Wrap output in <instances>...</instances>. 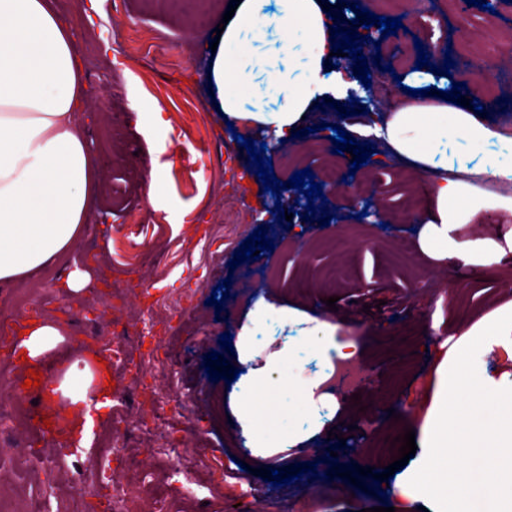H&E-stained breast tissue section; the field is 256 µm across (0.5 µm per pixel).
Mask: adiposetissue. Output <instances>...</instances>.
Masks as SVG:
<instances>
[{"label": "adipose tissue", "mask_w": 512, "mask_h": 512, "mask_svg": "<svg viewBox=\"0 0 512 512\" xmlns=\"http://www.w3.org/2000/svg\"><path fill=\"white\" fill-rule=\"evenodd\" d=\"M274 11H267V3ZM335 0H241L209 55V78L224 118L236 125L267 128L291 137L320 100L346 98L354 84L329 68L340 15ZM407 87L424 97L363 126V135L414 173L426 177L425 209L415 214L418 247L430 258L480 269L512 258V195L485 188L482 176L512 184V135L486 113L447 95L451 81L429 68L408 71ZM89 99L68 21L51 0H0V285L23 281L66 254L87 227L95 204L98 163L89 131L79 117ZM488 215L502 224L478 236L465 228ZM302 325L263 353L258 336ZM18 348L28 366L65 344L51 319L28 325ZM336 324L261 293L251 303L235 343L238 381L228 402L239 436L258 463L321 432L322 408L336 397L325 391L337 361L358 353L352 338H339ZM501 348L512 358V304L481 316L464 330L436 370L431 404L419 423L417 450L407 480L415 500L430 512H496L499 486L486 483L487 469L512 468V379L487 374L475 347ZM321 364L319 374L285 386L284 375L300 370L304 354ZM478 386L464 411L448 406L446 388L459 380ZM107 386L90 366L69 367L53 389L64 401L81 437H89L91 409L111 407ZM468 431L464 444L475 466L449 470V442Z\"/></svg>", "instance_id": "adipose-tissue-1"}]
</instances>
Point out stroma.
<instances>
[{"label": "stroma", "instance_id": "1", "mask_svg": "<svg viewBox=\"0 0 512 512\" xmlns=\"http://www.w3.org/2000/svg\"><path fill=\"white\" fill-rule=\"evenodd\" d=\"M225 0H208L206 22L194 27L179 15H160L150 0H103L102 17L95 27L83 20V0H70L67 17L82 60L84 74L94 87L86 120L91 147L99 160L101 181L89 227L67 258L38 271L16 287H0V403L10 400L7 386L21 371L13 358L15 334L24 324L51 317L67 331L49 376H57L76 361V349L98 352L121 338L126 360L112 363L115 391L125 393L131 420L117 424L104 412L94 429L92 447L61 460L54 473L28 470L11 462L16 444L0 436V502L9 512H29L40 503L43 512H96L106 494L103 485L87 486L85 499L74 497L70 483L80 471L96 466L102 434L128 436L125 454L113 455L112 478L123 479L126 458L138 456L139 473L162 469L167 479L156 488L158 497L174 502L181 512H293L305 493L319 495L325 512H356L388 503L409 507L413 488L406 480L407 467L371 489L368 479L349 480L359 466L391 463L399 456L387 448L388 440L404 434L411 420L389 418L388 407L403 402L407 411L424 417L430 405L435 369L445 340L459 333L480 315L512 302V280L501 266L492 264L475 275H458L454 264L430 260L413 250L409 262L393 266L384 249L387 241L409 238L412 218L384 230L361 217L364 206L383 203L385 210L400 208L398 188L406 168L387 151L372 154L367 164L353 171L350 199L326 196L336 213L330 226L302 219L305 205L295 206L291 231L275 230V249L262 252L255 265L266 286L279 290L283 303L319 319L338 324L344 335L359 337L360 363L379 368L378 382L360 390L359 399L341 395L336 420L364 426L378 415V436L355 434L346 441L319 435L311 450L291 449L288 473L299 483L273 486L270 479L252 475L244 462L251 453L238 437L228 405L227 377L232 353L218 350L222 333L237 334L250 308V294L231 287L223 311L207 303L213 288L224 282L235 249L252 234V214L268 209L273 198L266 192L256 167L241 147L239 136L265 142L255 128L232 133L208 80L204 55L214 29L224 14ZM435 10L433 28L410 27L405 43L431 41L450 46L452 55L465 56L475 67L489 59L490 47L512 36V16L489 24L478 9L459 16L455 0H401L395 16L406 18ZM138 29L141 38L131 43L127 34ZM140 97L139 111L127 106L129 88ZM161 113L164 123L152 140L141 134L142 116ZM320 112L310 113L308 132L296 143L267 148L278 180L308 168L318 170L321 153L309 146L331 141L314 131ZM156 177L154 198H147L143 184ZM349 236L350 250L340 254L330 247L337 231ZM342 262L347 276L338 286L320 288L317 275ZM86 266L92 278L79 300L66 297L59 283L73 266ZM337 300L329 310L325 300ZM150 334H143L144 323ZM174 365L173 387L163 402H154L157 362ZM222 367L221 380L208 379L209 368ZM157 409L161 427L136 426L135 417ZM183 439L182 457L169 460L147 457V449L162 444L166 436ZM334 451L338 461L321 463L322 453ZM191 468L197 496L181 498L182 468ZM317 469L316 479L305 477ZM255 491L253 499L241 498L243 483Z\"/></svg>", "mask_w": 512, "mask_h": 512}]
</instances>
